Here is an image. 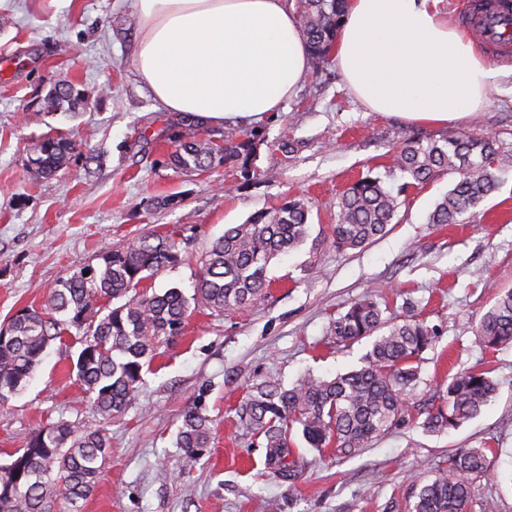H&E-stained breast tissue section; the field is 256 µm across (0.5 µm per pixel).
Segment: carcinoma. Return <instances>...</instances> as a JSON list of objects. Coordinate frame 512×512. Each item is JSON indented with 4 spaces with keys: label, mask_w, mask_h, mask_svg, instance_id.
I'll return each instance as SVG.
<instances>
[{
    "label": "carcinoma",
    "mask_w": 512,
    "mask_h": 512,
    "mask_svg": "<svg viewBox=\"0 0 512 512\" xmlns=\"http://www.w3.org/2000/svg\"><path fill=\"white\" fill-rule=\"evenodd\" d=\"M296 9L311 61L319 65L330 55L345 0H296ZM89 96L86 89L62 84L54 89L51 103L72 111ZM74 149L66 138L48 137L33 149L28 170L36 177L49 176L64 167ZM253 151L252 140L228 135L222 148L202 139L182 142L173 160L180 170L192 173L222 163L239 162L244 167ZM495 163L509 167L512 160L496 158L493 141L476 134H461L441 144L412 140L394 154V167L408 178L407 186L424 184L440 171L460 175L428 215L427 223L440 225L463 223L498 190ZM337 208L327 243L338 251L354 250L388 232L398 197L380 178L361 176L340 195ZM309 226L310 210L301 200L288 197L246 223L227 228L201 258L190 298L176 287L161 292L141 287L181 263L172 235L149 233L102 252L99 267L69 272L49 290L40 308H22L0 328V404L26 385L51 343L74 328L80 349L71 372L103 422L112 421L132 405L161 338L181 330L192 306L217 312L251 306L271 284L270 263L305 243ZM107 300L119 304L111 307ZM476 331L489 349L512 346V289L481 316ZM330 332L344 344L374 337L361 367L331 379L308 373L288 388L267 377L253 386L240 407L241 417L264 436L266 468L278 478L293 481L300 473L292 448L296 427L309 447L319 452L334 448L351 456L398 425L405 413L406 389L417 380V364L434 342V331L424 322L391 323L371 299L337 314ZM496 392V382L483 370L456 374L440 402L426 412L422 427L437 434L457 429L475 418ZM211 434L212 419L201 405L184 409L176 439L181 466L200 461ZM491 452L457 451L434 479L414 481L411 512H467L473 485L487 475ZM109 454L108 438L100 428L62 419L46 425L26 447L10 454L9 462L0 464V512H56L62 499L72 512L78 501L92 494Z\"/></svg>",
    "instance_id": "carcinoma-1"
}]
</instances>
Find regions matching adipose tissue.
<instances>
[{
    "instance_id": "adipose-tissue-1",
    "label": "adipose tissue",
    "mask_w": 512,
    "mask_h": 512,
    "mask_svg": "<svg viewBox=\"0 0 512 512\" xmlns=\"http://www.w3.org/2000/svg\"><path fill=\"white\" fill-rule=\"evenodd\" d=\"M136 13L133 65L164 111L258 120L310 72L293 0H136ZM332 54L370 111L418 124L475 116L493 76L447 0H347Z\"/></svg>"
}]
</instances>
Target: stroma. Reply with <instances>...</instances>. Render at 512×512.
Here are the masks:
<instances>
[{
	"label": "stroma",
	"instance_id": "1",
	"mask_svg": "<svg viewBox=\"0 0 512 512\" xmlns=\"http://www.w3.org/2000/svg\"><path fill=\"white\" fill-rule=\"evenodd\" d=\"M138 35L135 0H0V324L40 306L70 271L98 265L104 250L149 232L175 233L184 255L152 279L159 291H191L210 242L283 198L310 208V240L270 265L271 285L253 306L196 308L182 334L160 344L134 404L108 427L111 454L82 512H409L415 477L434 478L455 449L484 447L489 473L474 484L468 512L489 503L512 512V347L487 349L475 332L498 293L512 288V168L469 223H427L459 179L442 173L401 192L383 237L346 252L323 242L340 194L358 177L399 189L389 167L406 139L486 134L512 156V57L491 62L485 109L459 124L368 111L331 59L280 111L216 125L158 108L131 63ZM61 83L93 96L76 111H52L48 98ZM49 134L69 138L75 151L55 175L31 178V150ZM230 134L253 141L247 166L186 174L168 162L179 142L220 145ZM370 294L385 319L412 316L438 333L405 418L352 457L296 439L302 475L280 481L239 405L268 376L289 385L307 373L359 368L371 338L337 343L330 324ZM77 352L73 336L55 341L26 389L0 405L1 463L47 424L98 425L69 376ZM466 369L488 370L496 397L458 429L426 432V409ZM196 401L213 421L212 437L208 453L182 471L176 432Z\"/></svg>",
	"mask_w": 512,
	"mask_h": 512
}]
</instances>
